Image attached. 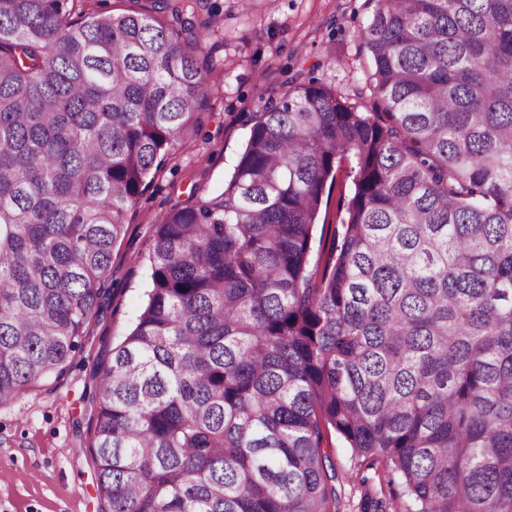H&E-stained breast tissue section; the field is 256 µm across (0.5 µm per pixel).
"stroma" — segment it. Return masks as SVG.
<instances>
[{"mask_svg": "<svg viewBox=\"0 0 512 512\" xmlns=\"http://www.w3.org/2000/svg\"><path fill=\"white\" fill-rule=\"evenodd\" d=\"M214 26L223 33L209 104L185 132L172 159L127 216L112 251L106 292L65 375L29 387L0 404V512H101L88 450L92 375L106 349L129 331L146 299L147 258L155 230L191 193L223 188L243 151L253 113L281 97L294 76L314 79L348 103L371 106L372 61L362 31L372 0H214ZM352 159H343L327 190L313 232L310 270L330 268L354 187ZM336 470V512H360L364 498L383 512H409L412 503L385 467L365 469L338 433L326 435Z\"/></svg>", "mask_w": 512, "mask_h": 512, "instance_id": "1", "label": "stroma"}]
</instances>
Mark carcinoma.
Returning a JSON list of instances; mask_svg holds the SVG:
<instances>
[{
    "instance_id": "carcinoma-1",
    "label": "carcinoma",
    "mask_w": 512,
    "mask_h": 512,
    "mask_svg": "<svg viewBox=\"0 0 512 512\" xmlns=\"http://www.w3.org/2000/svg\"><path fill=\"white\" fill-rule=\"evenodd\" d=\"M0 0V404L60 378L208 99L204 0ZM372 109L296 82L156 225L93 373L102 512H334L337 432L412 512H512V0H375ZM353 158L334 265L309 255ZM152 4L146 0H87L84 9H89V12L123 13L130 10L140 11L144 7L150 8Z\"/></svg>"
}]
</instances>
